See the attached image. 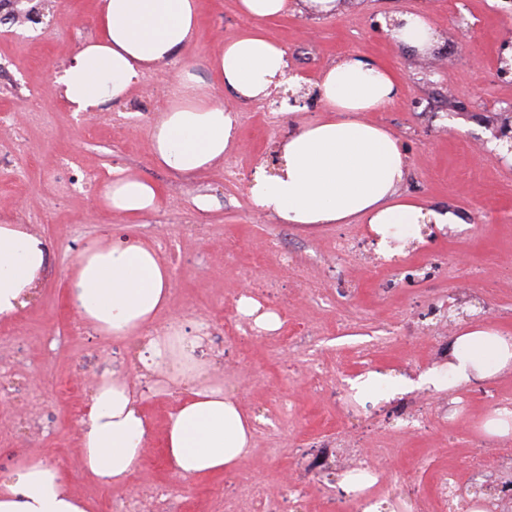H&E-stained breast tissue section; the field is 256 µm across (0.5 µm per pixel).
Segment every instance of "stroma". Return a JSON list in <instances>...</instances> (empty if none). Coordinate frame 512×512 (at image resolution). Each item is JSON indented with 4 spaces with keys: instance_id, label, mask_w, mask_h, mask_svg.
<instances>
[{
    "instance_id": "obj_1",
    "label": "stroma",
    "mask_w": 512,
    "mask_h": 512,
    "mask_svg": "<svg viewBox=\"0 0 512 512\" xmlns=\"http://www.w3.org/2000/svg\"><path fill=\"white\" fill-rule=\"evenodd\" d=\"M333 15L290 14L262 22L288 51L294 72L316 79L342 54L359 52L391 66L402 80L395 103L372 113L409 154L404 195L445 205L465 229L387 260L361 224L306 231L261 212L250 197L252 171L271 160L291 125L324 108L280 114L265 102L242 103L224 91L217 102L236 112L238 131L223 163L192 177L157 166L151 133L182 76L213 82L207 62L225 41L253 28L238 0H200L201 21L182 54L147 71L103 115H74L56 97L62 62L94 32V0H49L40 23L0 22V216L33 225L50 246V271L26 307L0 322V475L33 453L59 468L73 492L96 512L136 495L142 484L170 485L181 512H233L253 486L277 491L298 483L308 512H336L320 459L351 443L371 458L378 482L367 496L392 505L428 499L440 512L437 478L456 487H500L512 479L505 458L482 468L481 447L511 448L480 428L492 407L512 408V373L442 392L415 389L389 403L363 402L348 413L349 381L369 372L408 377L440 365L453 336L480 322L512 335V161L492 135L512 107V77L499 78V51L512 42V10L502 0H343ZM399 11H424L445 40L434 56L416 57L381 30ZM127 168L161 192L158 209L138 222L96 215L94 199L112 172ZM205 209H198V199ZM97 241L144 242L169 266V317L204 322L209 363L224 356V386L255 417L253 445L234 471L180 481L162 437L177 395H149L147 453L123 487H105L86 472L82 420L53 382L77 387L130 369L131 342L87 331L72 305L68 279L77 256ZM281 242L293 254L282 264ZM349 245L337 259L336 244ZM248 295L282 320L273 334L239 326L238 299ZM448 319L439 332L429 311ZM369 363H361L363 352ZM33 424L26 439L17 430Z\"/></svg>"
}]
</instances>
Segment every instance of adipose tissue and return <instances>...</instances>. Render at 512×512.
<instances>
[{"mask_svg":"<svg viewBox=\"0 0 512 512\" xmlns=\"http://www.w3.org/2000/svg\"><path fill=\"white\" fill-rule=\"evenodd\" d=\"M241 12L261 21L304 12L336 13L339 0H239ZM198 0H97L95 33L61 67L57 96L74 113H90L126 99L147 70L176 56L193 39ZM390 39L411 52H432L439 32L426 16L401 12L387 28ZM210 66L216 82L239 100L261 101L282 85L288 53L256 31L225 42ZM326 117L291 129L279 142L274 170L257 167L251 186L254 204L280 223L315 228L323 224H367L377 250L392 257L421 240L422 226L456 229V214L400 194L408 167L403 142L369 120V113L395 102L399 75L358 53L331 63L315 82ZM237 131L235 112L212 92L186 78L185 89L161 113L152 130L156 163L190 177L222 162ZM101 210L137 220L159 206L156 186L123 170L96 194ZM45 240L28 225L0 219V320L25 306L50 264ZM71 299L78 317L95 332L115 340L136 339L132 373L113 372L96 381L82 423L86 470L105 486L125 483L138 470L151 422L142 403L147 391L179 394L164 432L167 460L175 476L188 480L234 469L248 454L254 422L224 390L218 363L199 366L202 324L172 320L154 327L169 301L171 273L149 246L100 242L76 258L70 273ZM512 372V336L488 325L462 329L439 367L417 380L381 379L375 372L351 380L360 396L387 399L416 386L443 390L489 382ZM0 512H92L74 494L62 472L35 456L0 479Z\"/></svg>","mask_w":512,"mask_h":512,"instance_id":"1","label":"adipose tissue"}]
</instances>
